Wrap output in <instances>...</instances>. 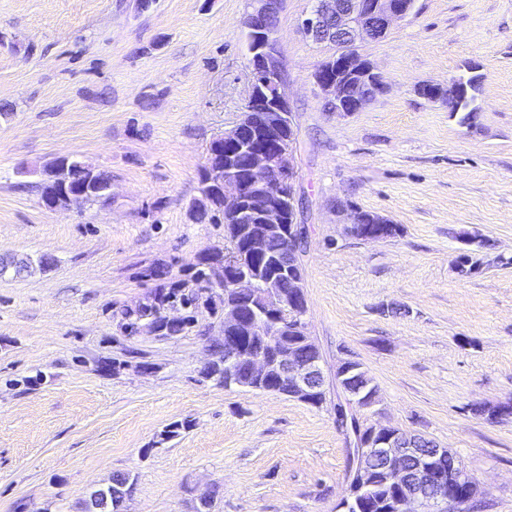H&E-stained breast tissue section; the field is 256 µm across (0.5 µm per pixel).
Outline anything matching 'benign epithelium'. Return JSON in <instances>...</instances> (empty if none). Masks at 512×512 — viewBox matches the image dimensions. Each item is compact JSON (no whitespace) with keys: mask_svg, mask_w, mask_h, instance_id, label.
Segmentation results:
<instances>
[{"mask_svg":"<svg viewBox=\"0 0 512 512\" xmlns=\"http://www.w3.org/2000/svg\"><path fill=\"white\" fill-rule=\"evenodd\" d=\"M250 2L251 11L242 21L248 33L249 94L237 124L219 137L224 155L209 152L206 172L208 182L222 186L227 219L256 214L281 234L278 262L281 275L290 280L293 288L286 295L270 283L261 284L240 255L231 262L223 256L208 262V285L229 288L241 298L260 302L266 314L252 318L250 333L273 348L269 356L244 351L233 339H227V388L236 386L231 366L243 363L254 378L249 389L268 391L266 379L275 374L286 380L293 398L312 405L327 383L324 358H303L275 348L277 337L288 331V325L267 316L288 306L299 319L302 333H307L308 301L296 260L304 231L298 220L301 201L295 188L298 130L286 92L287 74L277 40L278 28L269 24V18L280 10L281 0ZM413 3L414 0H313L311 8L299 18L298 29L306 39L338 48L335 55L318 63L313 74L324 103L332 105L331 112L348 116L384 91L381 74L361 47L385 38L397 22L410 14ZM479 80L481 77L475 74L460 76L446 88L423 84L418 93L434 95L456 112L467 90ZM369 223L368 215L353 209L350 221L343 225V234H358L364 241L386 238L382 230L365 229ZM407 435V431L389 427L381 436H372L369 448L350 445L352 476L345 502L358 507L368 503L371 493L366 460L371 457L382 463L395 488V512H463L468 501L481 494L479 482L461 478L448 482V475L440 469V460L448 455V449L439 446L423 452L419 448H402L399 443Z\"/></svg>","mask_w":512,"mask_h":512,"instance_id":"benign-epithelium-1","label":"benign epithelium"}]
</instances>
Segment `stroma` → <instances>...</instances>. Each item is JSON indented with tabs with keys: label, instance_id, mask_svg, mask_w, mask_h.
<instances>
[{
	"label": "stroma",
	"instance_id": "obj_1",
	"mask_svg": "<svg viewBox=\"0 0 512 512\" xmlns=\"http://www.w3.org/2000/svg\"><path fill=\"white\" fill-rule=\"evenodd\" d=\"M0 0V253L52 269L0 276V512H81L130 474L122 512H337L349 447L331 407L204 378L223 316L181 335L121 325L154 283L224 245L190 208L213 139L248 95L249 0ZM310 0H283L278 40L298 128L295 161L310 335L328 368L359 361L378 389L367 423L422 433L474 473L487 512H512V0H414L362 51L385 91L343 117L302 36ZM474 65L481 110L460 124L418 93ZM74 155L112 174V202L50 213L23 168ZM399 225L343 236L347 207ZM463 229L500 263L460 275ZM405 304L407 315L385 314ZM178 436L165 439L171 424Z\"/></svg>",
	"mask_w": 512,
	"mask_h": 512
}]
</instances>
